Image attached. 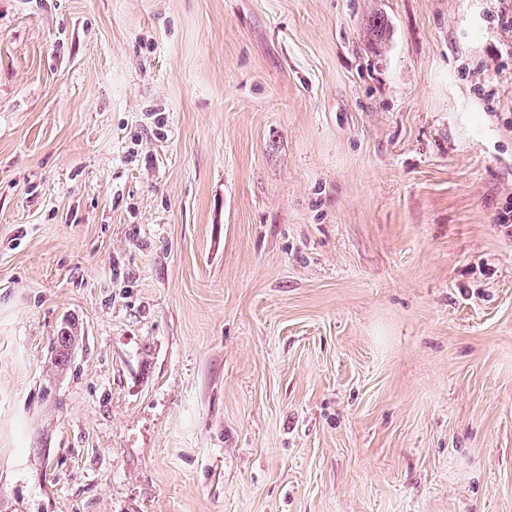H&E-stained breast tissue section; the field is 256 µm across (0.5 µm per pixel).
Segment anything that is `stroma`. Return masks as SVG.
Instances as JSON below:
<instances>
[{
    "label": "stroma",
    "instance_id": "1",
    "mask_svg": "<svg viewBox=\"0 0 512 512\" xmlns=\"http://www.w3.org/2000/svg\"><path fill=\"white\" fill-rule=\"evenodd\" d=\"M509 207L506 0H0V512H512Z\"/></svg>",
    "mask_w": 512,
    "mask_h": 512
}]
</instances>
